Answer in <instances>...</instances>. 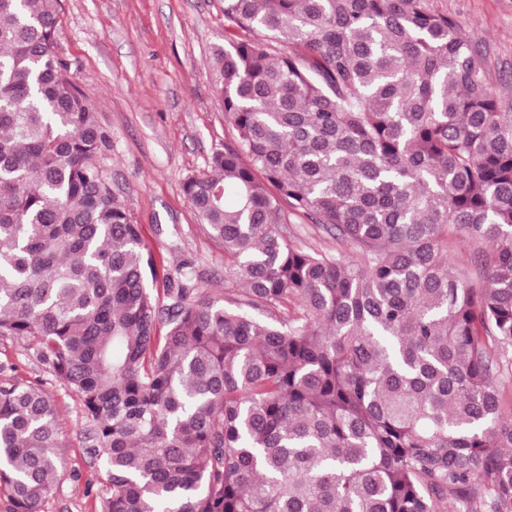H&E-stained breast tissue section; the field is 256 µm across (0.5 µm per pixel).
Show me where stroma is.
Instances as JSON below:
<instances>
[{
	"mask_svg": "<svg viewBox=\"0 0 512 512\" xmlns=\"http://www.w3.org/2000/svg\"><path fill=\"white\" fill-rule=\"evenodd\" d=\"M58 43L109 135L104 165L158 265L191 267L213 299L231 287L230 261L183 192L232 133L215 89L224 0H61ZM476 47L481 71L512 112V0H431ZM0 380L42 383L56 409L58 479L45 512H99L102 460L76 394L38 360L32 340L0 335Z\"/></svg>",
	"mask_w": 512,
	"mask_h": 512,
	"instance_id": "stroma-1",
	"label": "stroma"
}]
</instances>
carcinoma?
Masks as SVG:
<instances>
[{
    "mask_svg": "<svg viewBox=\"0 0 512 512\" xmlns=\"http://www.w3.org/2000/svg\"><path fill=\"white\" fill-rule=\"evenodd\" d=\"M60 26V0H0V335L78 395L101 512H512V113L456 22L224 0L234 134L183 191L236 287L166 276V305ZM58 473L49 392L1 381L10 512ZM293 222L297 224L281 225L283 233L293 244L319 249H336V242L316 224L306 223L300 219H293Z\"/></svg>",
    "mask_w": 512,
    "mask_h": 512,
    "instance_id": "carcinoma-1",
    "label": "carcinoma"
}]
</instances>
